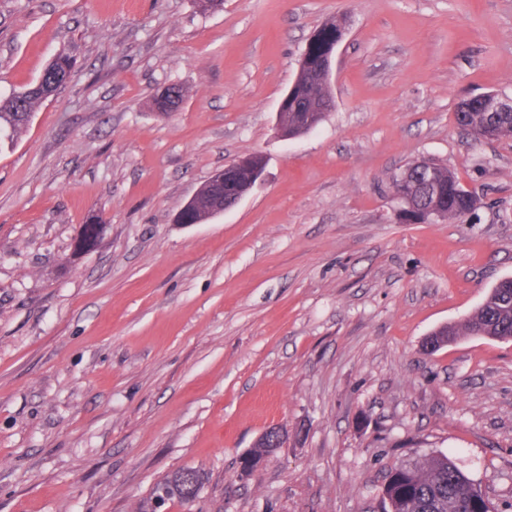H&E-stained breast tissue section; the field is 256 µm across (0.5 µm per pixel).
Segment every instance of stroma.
Listing matches in <instances>:
<instances>
[{
	"instance_id": "stroma-1",
	"label": "stroma",
	"mask_w": 512,
	"mask_h": 512,
	"mask_svg": "<svg viewBox=\"0 0 512 512\" xmlns=\"http://www.w3.org/2000/svg\"><path fill=\"white\" fill-rule=\"evenodd\" d=\"M340 16L334 107L279 138ZM61 53L69 82L0 147V512H133L182 467L209 480L167 512H382L387 471L424 454L512 512V342L423 349L512 277V141L454 117L512 98V0H0V91ZM170 83L188 94L161 116ZM254 153L238 205L177 223ZM423 157L472 214L398 219L391 179ZM272 426L304 434L241 474ZM252 157V165L251 167H247L249 165L250 157H244L239 159L238 161L224 167L223 170L216 173L212 179L217 181L218 183H224V179L227 177H232L234 171L238 167H247L240 168L236 172V177L233 185L228 188L226 186H217L213 184L210 180L199 190V192L195 195L192 202L191 200L186 204L185 207L181 210L179 214L183 216V224H199L203 221H206L212 218L213 213L215 215H220L224 213L226 210L230 209L234 205H236L245 195L248 189L250 190L258 181L261 180L263 171L265 169V159L260 154H254ZM258 170L260 175L257 178L254 172ZM248 190V191H249ZM244 192V193H242ZM241 193V194H240ZM218 194H225V198L229 199L235 194H239L235 197L234 200L230 202L222 203L221 199L216 200V196ZM191 202V203H190ZM214 209L212 213L213 204Z\"/></svg>"
}]
</instances>
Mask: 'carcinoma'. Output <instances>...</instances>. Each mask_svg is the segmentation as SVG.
<instances>
[{
    "label": "carcinoma",
    "instance_id": "carcinoma-1",
    "mask_svg": "<svg viewBox=\"0 0 512 512\" xmlns=\"http://www.w3.org/2000/svg\"><path fill=\"white\" fill-rule=\"evenodd\" d=\"M340 21L325 23L309 41L308 59L311 65L302 68L293 84L295 105L288 111L286 123L289 132L298 136L309 130V119L321 122L331 106L330 87L315 74V64L328 52L336 41ZM45 80L29 84L20 91L0 96V127L9 130L8 143L26 128L37 105L57 95L68 83L71 60L65 54L58 55L45 69ZM185 90L170 85L166 95L154 97L152 106L157 112H173L183 102ZM456 123L468 131L474 140L488 122V113L479 97H472L464 112H455ZM434 185L424 192L418 185L414 170L406 167L392 179L390 189L394 196H408L422 214L430 209L440 221H460L474 211L475 199L448 167L432 160ZM265 159L252 155V165L240 168L231 187L207 182L195 195L189 207L181 210L184 223L199 224L212 218L216 196L230 198L247 191L256 184L255 171H264ZM99 221L84 227L76 250L81 252L97 242L100 237ZM437 336L451 337L456 342L467 336H486L498 340H512V280L507 278L494 285L483 302L466 318L434 330ZM205 481L204 474L195 468H183L154 488L150 497L141 500L135 512H155L159 502L189 504L193 502ZM384 512H485V495L479 491L466 474L446 455H431L400 463L386 476L382 490Z\"/></svg>",
    "mask_w": 512,
    "mask_h": 512
}]
</instances>
